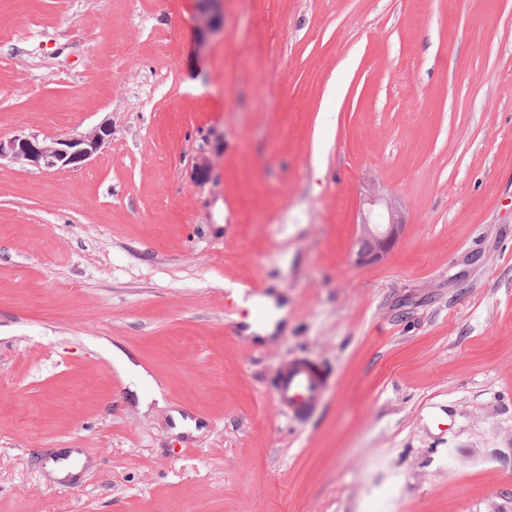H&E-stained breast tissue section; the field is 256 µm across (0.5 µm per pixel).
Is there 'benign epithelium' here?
I'll list each match as a JSON object with an SVG mask.
<instances>
[{
	"label": "benign epithelium",
	"instance_id": "7a95c632",
	"mask_svg": "<svg viewBox=\"0 0 512 512\" xmlns=\"http://www.w3.org/2000/svg\"><path fill=\"white\" fill-rule=\"evenodd\" d=\"M112 139V126L102 124L79 138L55 139L50 142L35 135L18 134L6 141L0 139V158L9 157L57 170H78L100 153ZM366 209L360 223L361 248L357 262L380 258L387 253L403 226L397 198L378 189L369 191Z\"/></svg>",
	"mask_w": 512,
	"mask_h": 512
}]
</instances>
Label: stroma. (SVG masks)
<instances>
[{
	"label": "stroma",
	"instance_id": "stroma-1",
	"mask_svg": "<svg viewBox=\"0 0 512 512\" xmlns=\"http://www.w3.org/2000/svg\"><path fill=\"white\" fill-rule=\"evenodd\" d=\"M213 11L0 0V138L112 126L76 171L0 160V512H512V0ZM372 184L405 227L361 266ZM255 280L267 341L224 301ZM296 357L331 377L303 421ZM326 384L324 372L311 362L283 360L275 381V398L284 412L302 418L317 408Z\"/></svg>",
	"mask_w": 512,
	"mask_h": 512
}]
</instances>
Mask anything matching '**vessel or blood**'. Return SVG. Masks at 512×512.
<instances>
[{
	"mask_svg": "<svg viewBox=\"0 0 512 512\" xmlns=\"http://www.w3.org/2000/svg\"><path fill=\"white\" fill-rule=\"evenodd\" d=\"M327 377L316 365L303 359L283 361L274 393L279 407L296 418L313 412L326 388Z\"/></svg>",
	"mask_w": 512,
	"mask_h": 512,
	"instance_id": "1",
	"label": "vessel or blood"
}]
</instances>
